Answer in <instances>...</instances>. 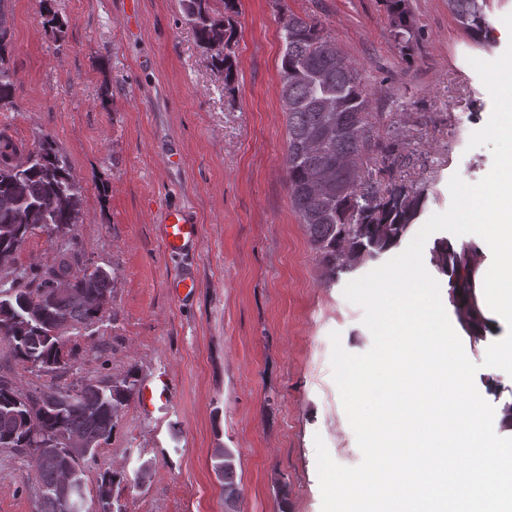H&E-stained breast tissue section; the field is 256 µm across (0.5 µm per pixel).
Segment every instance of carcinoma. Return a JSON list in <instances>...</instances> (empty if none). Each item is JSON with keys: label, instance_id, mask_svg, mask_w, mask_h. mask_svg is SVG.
<instances>
[{"label": "carcinoma", "instance_id": "carcinoma-1", "mask_svg": "<svg viewBox=\"0 0 512 512\" xmlns=\"http://www.w3.org/2000/svg\"><path fill=\"white\" fill-rule=\"evenodd\" d=\"M187 22L200 46L233 41L231 17H216L209 0H182ZM396 36L410 45L417 40L403 8L404 0H388ZM0 0V107L12 103L17 73L9 65L10 26ZM461 28L473 39L487 28L484 0H448ZM285 49L281 63V98L288 100L287 187L300 223L330 276L354 268L396 247L409 233L425 202L424 191L395 184L381 193L376 171L364 174L358 162L368 154L383 171L402 162L398 148L381 141L369 121L371 98L358 70L339 49L324 50L332 41L314 18L289 14L281 18ZM224 70L226 87L236 79L231 55H211ZM323 125L338 129L322 140ZM36 160L15 181L19 156ZM80 198L67 158L44 135L25 151L0 133V252L15 255L33 230H68L78 223ZM433 261L455 276L467 265L464 255L450 250L448 240L435 242ZM114 276L108 270L88 271L71 254L39 270L24 269L0 288V340L8 341L25 366L53 373L67 365L63 339L100 320L112 301ZM49 404L41 392L24 391L0 377V448L28 458L35 471L32 494L39 512H82L86 500L85 472L99 449L112 437L120 413L136 394L134 374L104 384L85 379L76 388L56 387ZM80 437L92 443L86 455L60 450L42 452L45 444ZM214 470L224 483L226 498L237 495L231 454L214 450ZM128 483L123 471H106L98 485L103 508H111L112 489Z\"/></svg>", "mask_w": 512, "mask_h": 512}]
</instances>
